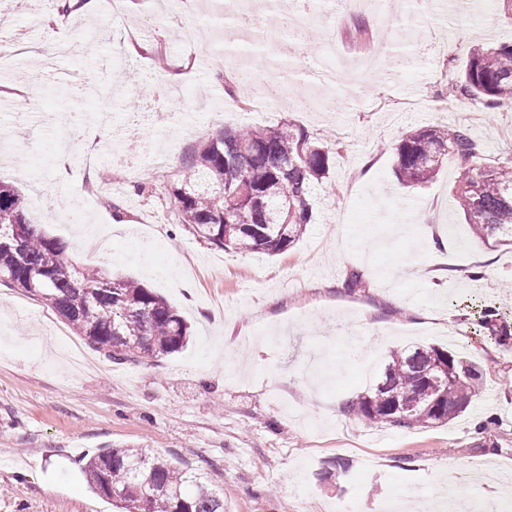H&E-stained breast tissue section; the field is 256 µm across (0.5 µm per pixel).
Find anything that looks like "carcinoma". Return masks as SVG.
Here are the masks:
<instances>
[{
  "label": "carcinoma",
  "instance_id": "obj_1",
  "mask_svg": "<svg viewBox=\"0 0 512 512\" xmlns=\"http://www.w3.org/2000/svg\"><path fill=\"white\" fill-rule=\"evenodd\" d=\"M445 94L486 109L512 99V44L473 50ZM332 146L304 128L240 127L197 149L181 185L168 190L181 224L208 244L274 256L295 244L313 219L315 181L329 174ZM467 127H427L405 134L394 171L408 188L433 179L453 158L462 170L454 202L473 233L512 246V164L484 165ZM0 282L51 306L88 346L115 362L158 359L181 350L189 327L162 296L133 279L117 287L78 266L67 244L30 224L18 190L0 181ZM489 339H512V315L478 312ZM481 366L439 345L391 352L379 381L345 401L369 425L411 429L445 424L465 412L483 385ZM89 487L124 512H224V500L193 472L141 448H105L83 465Z\"/></svg>",
  "mask_w": 512,
  "mask_h": 512
}]
</instances>
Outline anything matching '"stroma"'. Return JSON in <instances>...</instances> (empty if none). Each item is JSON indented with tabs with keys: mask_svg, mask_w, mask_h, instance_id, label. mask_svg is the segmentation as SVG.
I'll list each match as a JSON object with an SVG mask.
<instances>
[{
	"mask_svg": "<svg viewBox=\"0 0 512 512\" xmlns=\"http://www.w3.org/2000/svg\"><path fill=\"white\" fill-rule=\"evenodd\" d=\"M78 14L58 28L49 0L18 10L0 0V31L21 62L0 70V181L22 195L31 224L65 240L79 263L131 277L164 297L192 336L174 355L81 370L64 353L73 327L51 307L0 284V512H118L94 494L83 458L105 448H146L200 474L224 512H386L429 503L448 489L467 512L494 501L512 512V347L476 336L469 307L512 309V247L482 242L456 208L454 160L418 189L393 172L411 130L459 124L464 102L442 96L477 47L512 42L500 0H470L448 18L445 41L421 45L417 62L351 73L337 66L323 110L309 109L311 70L255 55H227L218 5L186 13L171 0H132L113 14ZM384 18L336 8L348 59L396 54L406 29L433 15ZM211 22L208 50L178 42L182 26ZM371 33L359 51L357 23ZM449 39V40H450ZM255 78L287 83L305 107L237 111L240 62ZM176 113L178 124L143 121L138 140L118 141L137 112ZM290 124L332 144L330 171L312 187L313 221L274 257L197 241L180 224L168 190L190 155L227 130ZM483 162L512 159V101L470 123ZM138 156V173L116 165L105 186L83 156L93 141ZM146 191L135 195L134 183ZM120 211H113L112 201ZM444 271L430 286L416 268ZM484 268L482 279L463 270ZM365 285L346 286L351 270ZM439 344L482 365L484 385L462 416L401 429L337 412L364 391L390 350ZM346 469H338V462Z\"/></svg>",
	"mask_w": 512,
	"mask_h": 512,
	"instance_id": "obj_1",
	"label": "stroma"
}]
</instances>
